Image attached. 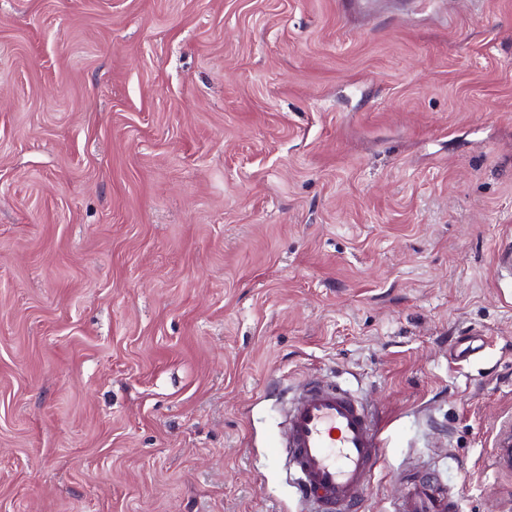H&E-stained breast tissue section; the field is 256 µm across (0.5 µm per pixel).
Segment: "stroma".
Returning a JSON list of instances; mask_svg holds the SVG:
<instances>
[{"label":"stroma","mask_w":512,"mask_h":512,"mask_svg":"<svg viewBox=\"0 0 512 512\" xmlns=\"http://www.w3.org/2000/svg\"><path fill=\"white\" fill-rule=\"evenodd\" d=\"M511 239L512 0H0V512H301L309 378L512 512Z\"/></svg>","instance_id":"stroma-1"}]
</instances>
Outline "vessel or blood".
<instances>
[{"label":"vessel or blood","mask_w":512,"mask_h":512,"mask_svg":"<svg viewBox=\"0 0 512 512\" xmlns=\"http://www.w3.org/2000/svg\"><path fill=\"white\" fill-rule=\"evenodd\" d=\"M381 434L370 409L336 382H303L289 402L282 438L304 512H344L364 498L381 456ZM391 512H460L458 498L422 481L411 485Z\"/></svg>","instance_id":"b4317fda"}]
</instances>
